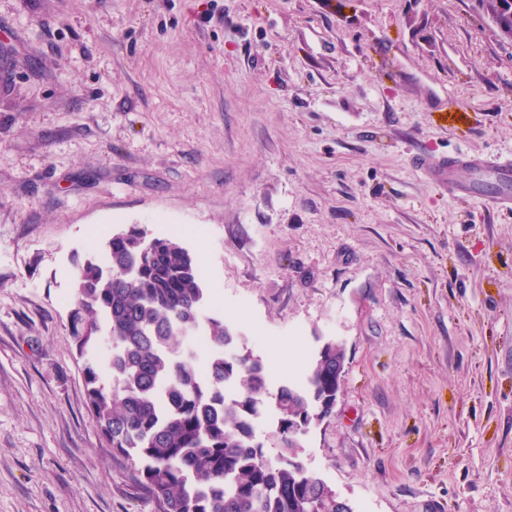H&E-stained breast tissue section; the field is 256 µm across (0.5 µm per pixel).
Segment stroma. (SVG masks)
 <instances>
[{"label": "stroma", "mask_w": 512, "mask_h": 512, "mask_svg": "<svg viewBox=\"0 0 512 512\" xmlns=\"http://www.w3.org/2000/svg\"><path fill=\"white\" fill-rule=\"evenodd\" d=\"M0 42V512H154L67 323L130 224L197 257L270 390L343 345L302 456L355 512H512V212L410 164L512 154L478 0H0Z\"/></svg>", "instance_id": "obj_1"}]
</instances>
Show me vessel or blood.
Wrapping results in <instances>:
<instances>
[{"label":"vessel or blood","instance_id":"1","mask_svg":"<svg viewBox=\"0 0 512 512\" xmlns=\"http://www.w3.org/2000/svg\"><path fill=\"white\" fill-rule=\"evenodd\" d=\"M412 164L436 189L452 197L475 195V184L458 177L460 170H470L484 177L490 187L487 202L501 210H512V158L458 149L441 156L418 154L413 157Z\"/></svg>","mask_w":512,"mask_h":512}]
</instances>
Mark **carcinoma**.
I'll return each instance as SVG.
<instances>
[{
	"label": "carcinoma",
	"mask_w": 512,
	"mask_h": 512,
	"mask_svg": "<svg viewBox=\"0 0 512 512\" xmlns=\"http://www.w3.org/2000/svg\"><path fill=\"white\" fill-rule=\"evenodd\" d=\"M102 252L78 265L68 326L87 408L112 449L133 461L155 512H354L304 465L306 431L288 424L301 417L313 427L331 412L343 346L325 343L305 384L273 393L261 359L228 353L239 336L205 313L199 263L178 240L129 224ZM197 333L209 339L202 364L185 351ZM102 359L111 386L101 381ZM268 410L277 420L273 453L255 435Z\"/></svg>",
	"instance_id": "carcinoma-1"
}]
</instances>
